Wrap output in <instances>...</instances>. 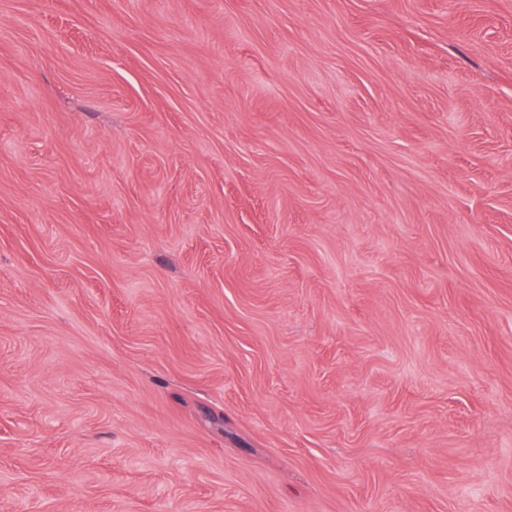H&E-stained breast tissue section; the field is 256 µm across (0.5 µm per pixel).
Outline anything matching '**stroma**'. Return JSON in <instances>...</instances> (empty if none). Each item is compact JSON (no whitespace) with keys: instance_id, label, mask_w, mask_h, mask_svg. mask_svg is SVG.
Listing matches in <instances>:
<instances>
[{"instance_id":"1","label":"stroma","mask_w":512,"mask_h":512,"mask_svg":"<svg viewBox=\"0 0 512 512\" xmlns=\"http://www.w3.org/2000/svg\"><path fill=\"white\" fill-rule=\"evenodd\" d=\"M0 512H512V0H0Z\"/></svg>"}]
</instances>
